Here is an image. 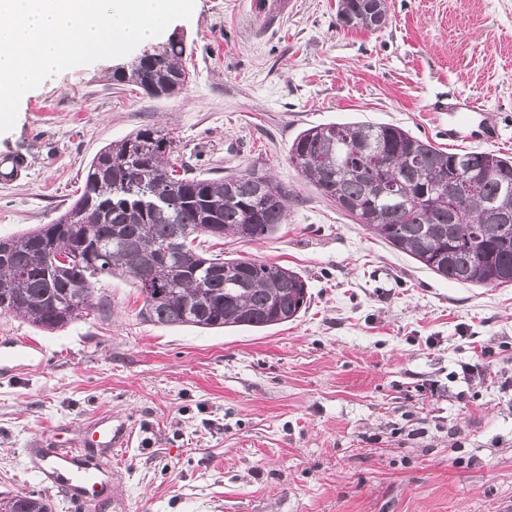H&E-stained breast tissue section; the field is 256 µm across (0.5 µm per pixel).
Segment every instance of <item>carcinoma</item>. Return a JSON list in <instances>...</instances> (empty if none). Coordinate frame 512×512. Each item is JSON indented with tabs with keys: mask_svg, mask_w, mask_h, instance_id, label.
Returning a JSON list of instances; mask_svg holds the SVG:
<instances>
[{
	"mask_svg": "<svg viewBox=\"0 0 512 512\" xmlns=\"http://www.w3.org/2000/svg\"><path fill=\"white\" fill-rule=\"evenodd\" d=\"M386 0H337L348 29L376 31ZM187 46L171 39L112 80L149 97L171 96L190 80ZM173 138L140 128L97 154L73 205L51 224L0 238V315L46 331L103 309L95 284L130 279L139 314L165 327L266 329L296 320L310 293L298 272L259 259L207 255L200 236L259 241L287 220L290 191L248 171L221 177L177 164ZM288 161L321 195L435 275L466 285L512 284V157L444 151L391 124L344 122L302 130ZM481 174L461 199L448 194L461 163ZM160 209L142 204L153 193ZM0 512H50L41 495L0 493Z\"/></svg>",
	"mask_w": 512,
	"mask_h": 512,
	"instance_id": "cac0c4a2",
	"label": "carcinoma"
}]
</instances>
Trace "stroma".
I'll use <instances>...</instances> for the list:
<instances>
[{
	"instance_id": "stroma-1",
	"label": "stroma",
	"mask_w": 512,
	"mask_h": 512,
	"mask_svg": "<svg viewBox=\"0 0 512 512\" xmlns=\"http://www.w3.org/2000/svg\"><path fill=\"white\" fill-rule=\"evenodd\" d=\"M387 5L370 32L340 27L336 0H195L165 31L191 49L181 93L112 84L123 56L22 97L0 133V238L52 223L100 149L151 125L194 172L256 168L294 189L273 236L204 247L299 272L311 302L268 330L161 327L129 279L108 277L105 311L64 328L0 315V344L38 346L0 369V492L85 512L41 472L43 441H77L108 414L133 439L95 512H512V285L434 275L288 163L297 134L328 122L447 148L431 107L453 94L506 114L492 149L512 155V0Z\"/></svg>"
}]
</instances>
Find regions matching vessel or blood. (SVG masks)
<instances>
[{
	"mask_svg": "<svg viewBox=\"0 0 512 512\" xmlns=\"http://www.w3.org/2000/svg\"><path fill=\"white\" fill-rule=\"evenodd\" d=\"M437 111L448 115V139L452 142L492 144L498 141L497 115L479 105L476 98L456 95L437 101ZM131 437L128 429L113 425L110 416L96 419L74 444H55L49 453L50 477L87 505H94L105 489L117 483L118 471L87 466L90 448H120Z\"/></svg>",
	"mask_w": 512,
	"mask_h": 512,
	"instance_id": "obj_1",
	"label": "vessel or blood"
}]
</instances>
